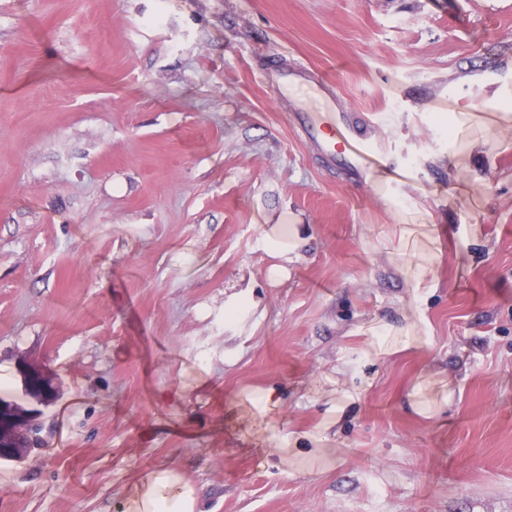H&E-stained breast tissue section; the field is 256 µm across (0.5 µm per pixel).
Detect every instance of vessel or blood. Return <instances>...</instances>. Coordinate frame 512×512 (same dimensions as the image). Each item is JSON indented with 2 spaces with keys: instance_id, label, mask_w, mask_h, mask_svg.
I'll use <instances>...</instances> for the list:
<instances>
[{
  "instance_id": "1",
  "label": "vessel or blood",
  "mask_w": 512,
  "mask_h": 512,
  "mask_svg": "<svg viewBox=\"0 0 512 512\" xmlns=\"http://www.w3.org/2000/svg\"><path fill=\"white\" fill-rule=\"evenodd\" d=\"M264 77L283 97L302 84L326 99L334 97V80L301 63L267 68ZM293 120L309 146L327 163L361 173L377 155L369 136L350 120L346 109L297 112Z\"/></svg>"
}]
</instances>
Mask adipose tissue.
<instances>
[{"label": "adipose tissue", "instance_id": "ef3b65f1", "mask_svg": "<svg viewBox=\"0 0 512 512\" xmlns=\"http://www.w3.org/2000/svg\"><path fill=\"white\" fill-rule=\"evenodd\" d=\"M122 512H202L193 480L183 471L162 467L135 483Z\"/></svg>", "mask_w": 512, "mask_h": 512}]
</instances>
